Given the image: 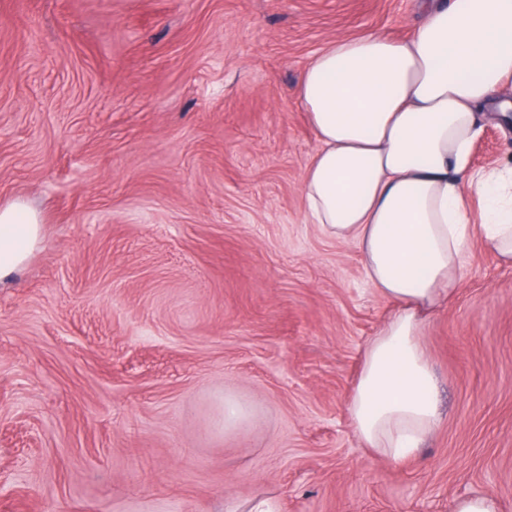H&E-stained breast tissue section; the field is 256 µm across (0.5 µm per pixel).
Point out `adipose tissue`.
<instances>
[{
    "label": "adipose tissue",
    "mask_w": 512,
    "mask_h": 512,
    "mask_svg": "<svg viewBox=\"0 0 512 512\" xmlns=\"http://www.w3.org/2000/svg\"><path fill=\"white\" fill-rule=\"evenodd\" d=\"M411 36L330 41L308 61L298 99L319 148L305 174L306 215L354 245L395 310L365 345L346 412L366 447L416 455L441 418L420 338L452 297L471 227L466 192L484 202L486 244L512 261V189L473 171L476 110L512 79V0H422ZM42 241L23 201L0 206V282Z\"/></svg>",
    "instance_id": "1"
}]
</instances>
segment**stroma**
<instances>
[{
	"mask_svg": "<svg viewBox=\"0 0 512 512\" xmlns=\"http://www.w3.org/2000/svg\"><path fill=\"white\" fill-rule=\"evenodd\" d=\"M418 0H0V203L43 241L0 283V512H512V264L472 234L422 345L441 423L379 457L345 397L394 311L308 221L297 98ZM473 168L512 167L479 111ZM257 415L225 429L224 399ZM452 512H498L495 496L490 492L455 501Z\"/></svg>",
	"mask_w": 512,
	"mask_h": 512,
	"instance_id": "obj_1",
	"label": "stroma"
}]
</instances>
